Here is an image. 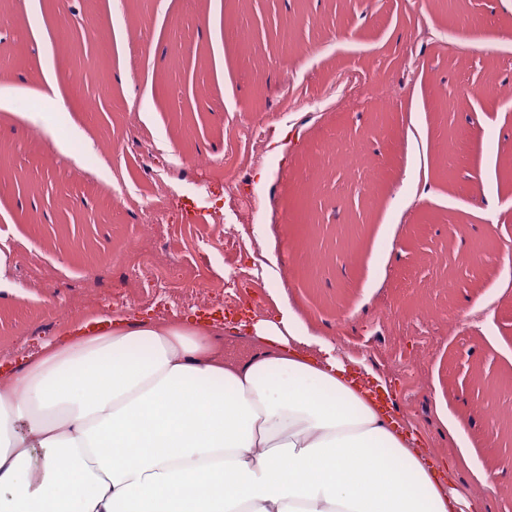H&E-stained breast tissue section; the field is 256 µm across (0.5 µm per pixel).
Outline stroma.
I'll return each mask as SVG.
<instances>
[{"mask_svg":"<svg viewBox=\"0 0 512 512\" xmlns=\"http://www.w3.org/2000/svg\"><path fill=\"white\" fill-rule=\"evenodd\" d=\"M0 253V361L116 294L159 321L283 302L512 512V0H0ZM192 267L214 289L174 307Z\"/></svg>","mask_w":512,"mask_h":512,"instance_id":"35a3bbf8","label":"stroma"}]
</instances>
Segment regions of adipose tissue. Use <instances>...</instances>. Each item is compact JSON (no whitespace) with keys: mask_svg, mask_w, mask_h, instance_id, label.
I'll use <instances>...</instances> for the list:
<instances>
[{"mask_svg":"<svg viewBox=\"0 0 512 512\" xmlns=\"http://www.w3.org/2000/svg\"><path fill=\"white\" fill-rule=\"evenodd\" d=\"M387 395L287 305L106 311L0 370V512H467Z\"/></svg>","mask_w":512,"mask_h":512,"instance_id":"obj_1","label":"adipose tissue"}]
</instances>
